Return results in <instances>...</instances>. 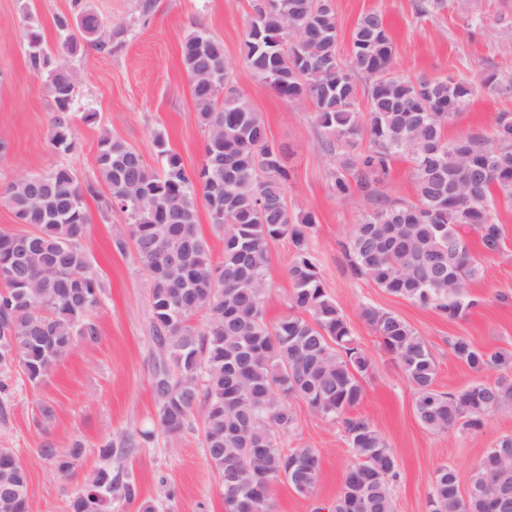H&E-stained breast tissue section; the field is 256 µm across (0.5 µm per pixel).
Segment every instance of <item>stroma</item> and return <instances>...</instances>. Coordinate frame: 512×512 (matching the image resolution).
<instances>
[{
    "instance_id": "stroma-1",
    "label": "stroma",
    "mask_w": 512,
    "mask_h": 512,
    "mask_svg": "<svg viewBox=\"0 0 512 512\" xmlns=\"http://www.w3.org/2000/svg\"><path fill=\"white\" fill-rule=\"evenodd\" d=\"M118 28L112 48L102 51L82 43L77 53L61 55L78 74L72 106L74 147L65 152L50 143L54 104L46 74L28 62L29 28L57 49L63 39L55 25L72 15V0H0V190L19 177L70 167L88 186L84 204L89 226L81 245L102 287L100 305L91 313L100 327L96 342L79 344L40 385L19 369L0 373V448L13 450L28 466L30 512H68V507L99 468L108 466L102 445L127 431L153 437L118 467L133 479L140 501L157 512H224L221 486L211 469L202 425L194 423L175 436L159 432L151 382L155 360L151 341L148 285L133 249L118 251L115 238L125 236V218L107 210V190L97 169L99 140L109 133L133 147L146 165L160 169L155 144L163 137L188 170L204 159L206 133L196 114L181 46L202 32L224 45L232 81L263 117L269 137L283 149L291 178L290 208L314 212L318 219L313 249L328 293L348 318L360 347L373 362L364 380L365 396L357 408L383 434L398 461L392 485L396 512H431L435 470L453 465L461 480L494 447L512 435V406L493 414L476 431L436 434L426 430L414 411L415 393L379 336L360 317L371 304L403 318L430 346L437 362L436 388L455 392L477 381H492L497 371L478 374L455 358L451 343L468 337L488 351L512 353V206L500 205L503 228L500 251L483 263L472 282L475 307L451 319L394 297L365 278L353 276L346 256L349 237L370 208L364 194L339 198L333 187L336 158L323 147L325 136L313 121L311 106L278 96L253 77L243 60V43L253 15V0H82ZM416 0H333L338 20L339 51H346L358 18L380 11L395 47L394 66L409 78L479 76L491 71L512 82V0H443L440 10L419 18ZM512 112V91L480 93L445 130L448 138L468 130L487 131L494 116ZM94 121H84V114ZM383 199H416L413 165L406 156L391 160L375 183ZM287 241L272 245L268 322L289 311L291 291ZM293 428L280 434L283 448L310 447L322 457V472L313 493L304 495L287 483L272 490L274 512H326L335 501L345 469L352 460L341 423L312 416L302 401L290 402ZM84 449L69 476H59L39 458L44 442Z\"/></svg>"
}]
</instances>
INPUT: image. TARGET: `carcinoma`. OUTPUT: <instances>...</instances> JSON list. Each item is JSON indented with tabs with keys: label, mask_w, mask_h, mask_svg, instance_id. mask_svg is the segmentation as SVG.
I'll use <instances>...</instances> for the list:
<instances>
[{
	"label": "carcinoma",
	"mask_w": 512,
	"mask_h": 512,
	"mask_svg": "<svg viewBox=\"0 0 512 512\" xmlns=\"http://www.w3.org/2000/svg\"><path fill=\"white\" fill-rule=\"evenodd\" d=\"M77 33L67 32L60 50L74 54L89 31L100 50L110 48L112 27L82 0ZM257 6L244 41V63L280 97L309 104L313 121L336 154L333 186L348 198L386 174L391 159L410 157L417 201L378 200L354 228L347 245L350 269L388 294L463 316L481 263L462 228L474 231L484 253H497L503 231L497 206L512 204V113L495 116L491 130L450 140L445 128L482 91L508 88L494 73L477 79L450 75L412 80L395 71L394 47L381 12L361 16L346 55L337 47L333 0H267ZM29 64L47 74L55 105L51 144L73 147L72 105L77 72L59 65L56 53L29 31ZM198 120L207 131L204 160L188 172L181 157L157 139L164 171L105 134L97 167L107 189L106 205L126 217L132 243L149 284L153 342L159 360L152 376L157 426L177 435L200 413L207 460L223 490L224 512H272L277 473L309 494L322 463L315 448L285 450L276 432L294 422L289 400L304 402L315 416L340 419L354 461L345 471L332 512H395L391 484L397 459L382 433L355 413L364 398L362 379L373 368L358 346L350 322L326 291L312 238L317 218L289 209V173L266 124L233 85L224 45L204 34L182 45ZM366 108H361V101ZM369 148H363V143ZM0 201L33 230H0V372L19 368L38 385L79 342H95L99 328L90 312L100 303V284L80 244L88 214L75 172L59 166L45 175L11 182ZM223 236L224 254L211 259L197 224L198 202ZM286 239L292 259L290 310L266 321L271 245ZM207 317L205 327L193 324ZM360 318L380 337L416 392L415 415L433 433L478 430L495 411L512 406V354L488 353L466 337L451 344L469 369L502 371L454 394L436 389L437 364L428 343L400 316L364 305ZM148 432H128L101 449L122 460ZM83 454L81 444L46 443L39 456L69 475ZM512 489V435L501 437L471 470L462 494L456 468L444 464L432 480L433 512H491L488 497L498 486ZM134 483L103 467L70 501L69 512H106L114 500L132 504ZM0 512H30L28 468L13 451L0 449Z\"/></svg>",
	"instance_id": "carcinoma-1"
}]
</instances>
